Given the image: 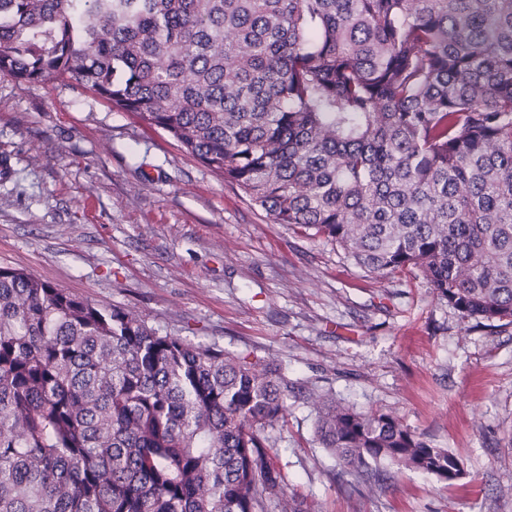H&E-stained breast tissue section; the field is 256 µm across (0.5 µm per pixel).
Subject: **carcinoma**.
I'll list each match as a JSON object with an SVG mask.
<instances>
[{
    "instance_id": "obj_1",
    "label": "carcinoma",
    "mask_w": 512,
    "mask_h": 512,
    "mask_svg": "<svg viewBox=\"0 0 512 512\" xmlns=\"http://www.w3.org/2000/svg\"><path fill=\"white\" fill-rule=\"evenodd\" d=\"M0 71L74 80L275 223L512 323V0H0ZM293 389L0 267V512H319L273 462ZM308 401L357 481L463 475L392 412Z\"/></svg>"
}]
</instances>
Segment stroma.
<instances>
[{
	"label": "stroma",
	"instance_id": "obj_1",
	"mask_svg": "<svg viewBox=\"0 0 512 512\" xmlns=\"http://www.w3.org/2000/svg\"><path fill=\"white\" fill-rule=\"evenodd\" d=\"M0 267L255 358L459 457L356 490L289 401L276 463L321 512H512V324L463 317L417 271L387 278L277 224L168 132L72 80L0 72Z\"/></svg>",
	"mask_w": 512,
	"mask_h": 512
}]
</instances>
